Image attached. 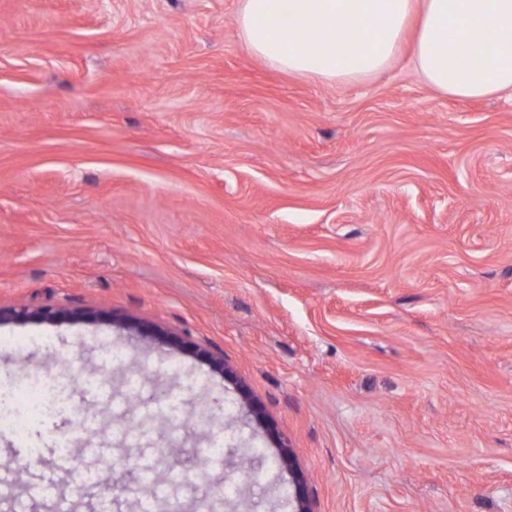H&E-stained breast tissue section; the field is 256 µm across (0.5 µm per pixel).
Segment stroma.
Here are the masks:
<instances>
[{
  "instance_id": "obj_1",
  "label": "stroma",
  "mask_w": 512,
  "mask_h": 512,
  "mask_svg": "<svg viewBox=\"0 0 512 512\" xmlns=\"http://www.w3.org/2000/svg\"><path fill=\"white\" fill-rule=\"evenodd\" d=\"M239 6L0 0V309L28 312L0 323V380L52 372L74 406L31 429L40 459L0 432V465L68 434L73 512H138L146 456L186 512L228 485L224 512H512V97L403 59L291 77ZM107 373L121 408L82 402ZM174 395L184 422L114 441ZM204 404L223 418L193 424Z\"/></svg>"
}]
</instances>
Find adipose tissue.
<instances>
[{"label": "adipose tissue", "instance_id": "obj_1", "mask_svg": "<svg viewBox=\"0 0 512 512\" xmlns=\"http://www.w3.org/2000/svg\"><path fill=\"white\" fill-rule=\"evenodd\" d=\"M237 27L254 57L296 77L363 79L389 68L407 43L413 68L441 94L512 91V51L475 59L490 33L512 35V0H241Z\"/></svg>", "mask_w": 512, "mask_h": 512}]
</instances>
